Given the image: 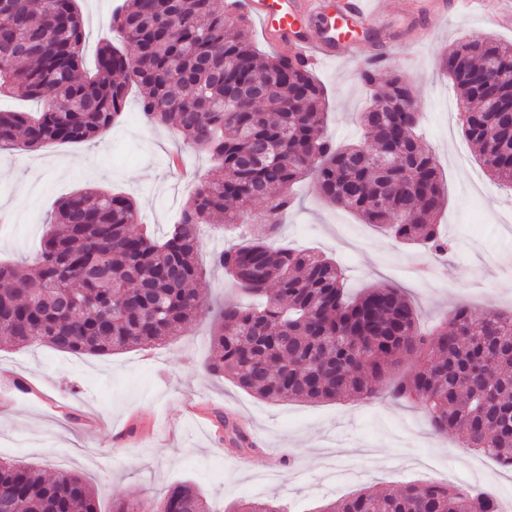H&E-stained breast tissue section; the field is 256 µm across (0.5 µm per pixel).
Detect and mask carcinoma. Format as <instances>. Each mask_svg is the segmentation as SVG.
Instances as JSON below:
<instances>
[{
    "mask_svg": "<svg viewBox=\"0 0 512 512\" xmlns=\"http://www.w3.org/2000/svg\"><path fill=\"white\" fill-rule=\"evenodd\" d=\"M123 39L105 40L96 71L83 70L85 32L76 0H0V94L35 101L34 112L0 110V148L30 150L99 139L119 119L130 90L146 120L170 127L215 160L178 221L161 238L137 227L134 201L87 187L62 200L30 263H0V337L77 355L106 356L177 338L202 312L195 284L203 226L241 223L254 202L264 219L213 265L263 300L212 310L213 353L205 369L271 402L372 398L379 390L421 403L434 433L461 429L465 444L512 469V314L475 317L457 307L430 333L411 302L379 286L349 296L336 262L269 240L292 207L291 185L313 179L319 195L407 245L444 254L436 216L445 201L433 154L413 135L412 112L388 111L412 97L405 78L371 62L381 84L362 113L364 139L340 145L325 132L327 101L309 68L263 57L250 17L224 0H123L112 15ZM442 67L457 91L459 121L486 175L512 187V45L472 35ZM405 359L409 375L390 381ZM13 512H98L80 476L54 478L0 462V496ZM112 512H212L187 484L154 505L112 502ZM233 512H282L265 499ZM317 512H500L472 487L437 481L364 488Z\"/></svg>",
    "mask_w": 512,
    "mask_h": 512,
    "instance_id": "1",
    "label": "carcinoma"
}]
</instances>
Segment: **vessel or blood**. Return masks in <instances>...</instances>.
<instances>
[{
    "label": "vessel or blood",
    "mask_w": 512,
    "mask_h": 512,
    "mask_svg": "<svg viewBox=\"0 0 512 512\" xmlns=\"http://www.w3.org/2000/svg\"><path fill=\"white\" fill-rule=\"evenodd\" d=\"M241 6L268 43L310 67L356 56L361 34L380 21L372 0H242Z\"/></svg>",
    "instance_id": "vessel-or-blood-1"
}]
</instances>
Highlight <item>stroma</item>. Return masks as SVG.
Here are the masks:
<instances>
[{
	"instance_id": "35a3bbf8",
	"label": "stroma",
	"mask_w": 512,
	"mask_h": 512,
	"mask_svg": "<svg viewBox=\"0 0 512 512\" xmlns=\"http://www.w3.org/2000/svg\"><path fill=\"white\" fill-rule=\"evenodd\" d=\"M115 3L78 0L85 70L93 69L102 39L113 35ZM474 34L512 43V22L490 25L478 11L458 15L425 41L395 45L387 63L405 75L421 115L418 132L442 171L446 197L438 222L451 253L438 258L396 241L322 201L307 180L293 187L295 203L279 229V242L333 256L350 290L399 288L425 328L458 305L476 315L512 311V234L501 228L512 217V194L486 179L440 67L452 44ZM361 64L343 57L315 72L328 100V133L339 143L361 134L359 114L370 97L358 76ZM179 144L175 132L147 122L132 94L122 120L99 142L0 150V260L34 259L58 201L86 186L130 197L142 223L163 235L192 194L195 176L213 165L207 153L187 149L193 176L183 177L171 165ZM232 241L223 225L206 227L198 253L207 270L198 285L206 311L171 342L96 357L0 339V460L50 476L80 475L100 512H112L116 499L161 501L186 482L212 512H229L252 497L287 512H317L364 487L425 480L468 486L480 474L492 475L501 507L512 506V471H500L475 450L460 452V433H433L419 404L383 395L269 402L206 374L210 308L226 299L250 302L211 268L212 252ZM199 399L208 414L232 409L246 419L256 451L235 453L223 433L205 428L188 410Z\"/></svg>"
}]
</instances>
